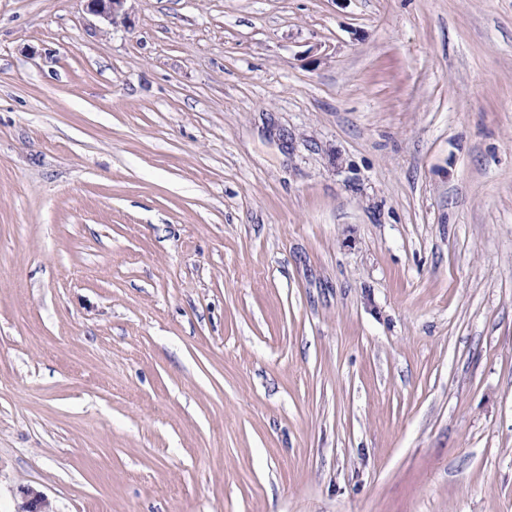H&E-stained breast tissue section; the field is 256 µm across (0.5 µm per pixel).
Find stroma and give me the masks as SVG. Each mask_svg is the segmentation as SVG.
Returning a JSON list of instances; mask_svg holds the SVG:
<instances>
[{"mask_svg": "<svg viewBox=\"0 0 512 512\" xmlns=\"http://www.w3.org/2000/svg\"><path fill=\"white\" fill-rule=\"evenodd\" d=\"M0 0V512H512V0ZM126 1L127 0H86L88 10L110 25L125 20Z\"/></svg>", "mask_w": 512, "mask_h": 512, "instance_id": "1", "label": "stroma"}]
</instances>
